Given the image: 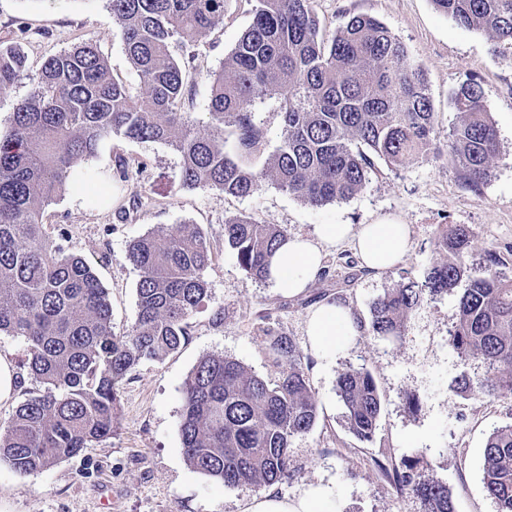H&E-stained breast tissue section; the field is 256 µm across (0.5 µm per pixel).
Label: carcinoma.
Masks as SVG:
<instances>
[{
	"instance_id": "obj_1",
	"label": "carcinoma",
	"mask_w": 512,
	"mask_h": 512,
	"mask_svg": "<svg viewBox=\"0 0 512 512\" xmlns=\"http://www.w3.org/2000/svg\"><path fill=\"white\" fill-rule=\"evenodd\" d=\"M253 19L221 69L210 74L209 130L188 117L187 68L193 47L224 23L226 0H110L125 51L143 83L132 95L112 77L97 44L84 41L49 57L32 94L16 104L9 134L0 138V333L23 339L29 369L41 389L28 393L0 427V461L19 475L47 470L112 436L126 376L141 362L177 351L189 319L208 297L205 269L214 250L196 224L159 226L134 241L129 259L140 270L137 317L124 336L112 332L106 288L46 224V209L70 184L75 165L105 139L160 142L182 161V183L249 197L268 179L306 204L323 207L362 191L378 157L392 166L441 153L424 76L387 25L353 14L323 28L313 0H252ZM457 24L483 30L512 48V0H432ZM191 47L177 61L171 44ZM27 75L17 42L0 43V87ZM285 94L281 142L261 172L224 151V128L250 154L263 140L250 105ZM459 122L448 133V156L477 188L499 150L481 84L469 80L452 96ZM288 236L279 224L236 215L224 219V242L252 278H267L269 257ZM470 233L448 224L436 248L446 259L423 278L404 277L372 302L369 332L401 336L426 296L462 287L448 342L463 359L482 360L484 377L464 376L469 395L512 399V274L496 252L467 264ZM275 381L223 356L202 358L185 382L180 426L187 463L230 487H269L289 476L290 448L318 419V403L291 338L272 335ZM336 394L350 433L372 440L383 401L373 375L347 367ZM483 484L512 512V423L490 433L483 450ZM420 458L393 466L400 496L412 494L422 512H454L448 486L419 473Z\"/></svg>"
}]
</instances>
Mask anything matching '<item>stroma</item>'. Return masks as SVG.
<instances>
[{
  "mask_svg": "<svg viewBox=\"0 0 512 512\" xmlns=\"http://www.w3.org/2000/svg\"><path fill=\"white\" fill-rule=\"evenodd\" d=\"M249 0H229L224 23L197 48L191 118L208 124L209 75L251 24ZM321 25L334 29L348 15H371L390 27L422 70L436 112L440 138H447L458 114L451 95L477 79L497 132L499 153L491 176L470 188L448 156L414 159L393 168L375 160L365 188L346 201L309 206L265 182L257 194L238 198L181 184V159L159 142L122 138L102 141L93 157L79 162L66 192L47 209V221L62 224L66 251L81 256L108 291L112 330L128 333L137 317L139 270L127 259L131 242L157 226H200L215 246L205 272L210 299L190 319L191 336L177 352L141 362L123 383L117 430L80 455L29 475L0 462V512H244L257 495L248 487H228L186 462L181 443L184 382L199 360L224 355L252 373L277 379L264 328L305 345V318L312 307L331 300L348 303L358 322L368 323L370 304L400 281L421 277L442 255L434 247L442 225L470 231V261L496 251L512 272V49L496 47L488 34L457 25L432 0H314ZM96 39L112 76L132 94L142 85L130 64L108 0H0V43L20 41L28 74L0 88V135L9 131L14 104L26 98L45 60L83 40ZM283 98L255 100L252 110L265 132L259 148L240 164L262 170L280 144ZM141 164V173L120 182L110 175L119 160ZM246 215L279 224L289 235H312L318 224L409 225L411 245L404 260L380 274L360 269L350 246L323 245L325 276L298 296L284 294L266 280H254L224 244V219ZM457 294L425 299L404 336L393 342L361 332L352 347L329 363L305 354L303 363L318 399L319 417L306 435L295 438L290 474L273 485L274 494L292 499L308 486L334 489L333 512H421L411 496H398L387 474L374 463L387 456L400 462L415 454L426 461L427 478L447 485L455 512H497L483 487V450L496 427L512 422V404L471 398L457 392L461 373L483 375L480 359L461 362L448 343L456 320ZM0 356L13 366L19 385L0 402L7 422L26 392L39 385L26 364L23 339L0 335ZM374 376L385 401L373 441L348 430L336 395V376L347 366Z\"/></svg>",
  "mask_w": 512,
  "mask_h": 512,
  "instance_id": "1",
  "label": "stroma"
}]
</instances>
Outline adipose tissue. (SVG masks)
Masks as SVG:
<instances>
[{"instance_id":"1","label":"adipose tissue","mask_w":512,"mask_h":512,"mask_svg":"<svg viewBox=\"0 0 512 512\" xmlns=\"http://www.w3.org/2000/svg\"><path fill=\"white\" fill-rule=\"evenodd\" d=\"M349 243L362 268L381 273L400 263L410 245V229L405 224H320L314 238H288L270 259L269 279L288 295L311 288L323 270L322 244ZM309 348L318 360L329 361L349 349L359 334L357 321L344 304L331 301L311 309L305 320ZM332 492L316 485L292 500L267 493L253 498L245 512H331Z\"/></svg>"}]
</instances>
